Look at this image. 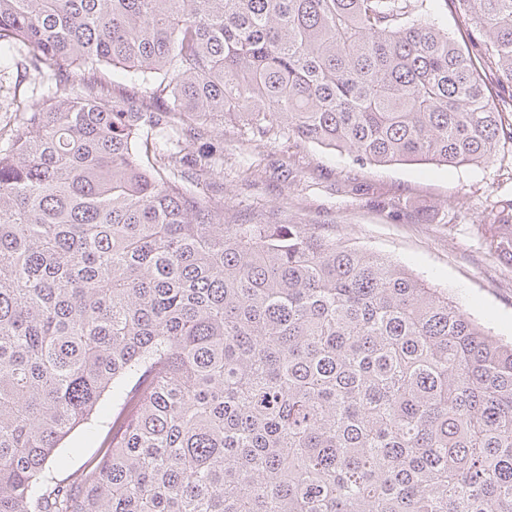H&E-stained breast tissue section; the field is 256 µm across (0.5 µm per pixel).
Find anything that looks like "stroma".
I'll return each instance as SVG.
<instances>
[{
	"mask_svg": "<svg viewBox=\"0 0 512 512\" xmlns=\"http://www.w3.org/2000/svg\"><path fill=\"white\" fill-rule=\"evenodd\" d=\"M205 192L223 196L227 223L306 224L388 256L512 340V266L487 247L498 201L512 198L510 139L480 165L363 166L347 153L285 136L251 141L228 125L224 174ZM100 442L75 430L61 444L65 472L84 468Z\"/></svg>",
	"mask_w": 512,
	"mask_h": 512,
	"instance_id": "1",
	"label": "stroma"
}]
</instances>
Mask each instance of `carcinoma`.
Masks as SVG:
<instances>
[{"mask_svg": "<svg viewBox=\"0 0 512 512\" xmlns=\"http://www.w3.org/2000/svg\"><path fill=\"white\" fill-rule=\"evenodd\" d=\"M451 3L512 85V0ZM6 53L54 90L0 127V512H512V342L384 255L224 223V146L186 152L491 161L512 122L427 0H0ZM106 428L99 436L84 434L82 430H75L65 439L60 448V455L64 470L59 472L66 475L78 469H83L89 461L100 453V442Z\"/></svg>", "mask_w": 512, "mask_h": 512, "instance_id": "cac0c4a2", "label": "carcinoma"}]
</instances>
